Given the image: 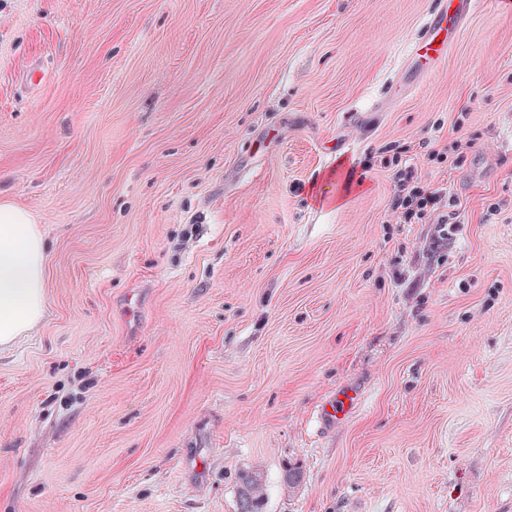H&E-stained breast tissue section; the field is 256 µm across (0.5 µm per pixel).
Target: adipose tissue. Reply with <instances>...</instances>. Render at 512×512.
Returning a JSON list of instances; mask_svg holds the SVG:
<instances>
[{
  "mask_svg": "<svg viewBox=\"0 0 512 512\" xmlns=\"http://www.w3.org/2000/svg\"><path fill=\"white\" fill-rule=\"evenodd\" d=\"M45 242L34 216L0 201V346L32 331L45 314Z\"/></svg>",
  "mask_w": 512,
  "mask_h": 512,
  "instance_id": "1",
  "label": "adipose tissue"
}]
</instances>
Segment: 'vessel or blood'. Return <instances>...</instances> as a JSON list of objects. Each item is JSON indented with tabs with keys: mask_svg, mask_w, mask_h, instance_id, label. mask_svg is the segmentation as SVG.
Segmentation results:
<instances>
[{
	"mask_svg": "<svg viewBox=\"0 0 512 512\" xmlns=\"http://www.w3.org/2000/svg\"><path fill=\"white\" fill-rule=\"evenodd\" d=\"M477 0H439L428 14L423 31L410 44L404 54L399 71L392 82V99L418 85L431 75L444 61L448 48L457 32L474 13ZM359 401L357 393L343 391L330 409L321 411L319 420L331 427L344 421Z\"/></svg>",
	"mask_w": 512,
	"mask_h": 512,
	"instance_id": "1",
	"label": "vessel or blood"
}]
</instances>
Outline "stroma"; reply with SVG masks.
I'll return each instance as SVG.
<instances>
[{
	"instance_id": "obj_1",
	"label": "stroma",
	"mask_w": 512,
	"mask_h": 512,
	"mask_svg": "<svg viewBox=\"0 0 512 512\" xmlns=\"http://www.w3.org/2000/svg\"><path fill=\"white\" fill-rule=\"evenodd\" d=\"M435 4L0 0V198L47 243L0 512H239L245 470L263 512H512V8L358 119ZM385 152L459 203L442 259ZM359 401L358 393L353 390L343 391L337 398L335 404H332L331 411L322 409L319 413L320 423L324 427H331L344 421L351 409Z\"/></svg>"
}]
</instances>
